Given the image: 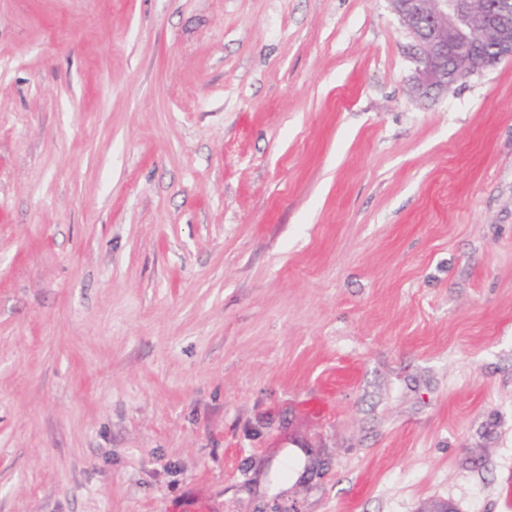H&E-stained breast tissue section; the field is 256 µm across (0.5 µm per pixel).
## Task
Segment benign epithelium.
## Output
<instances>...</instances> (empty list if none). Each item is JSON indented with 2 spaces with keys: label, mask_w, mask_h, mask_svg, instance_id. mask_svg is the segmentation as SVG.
<instances>
[{
  "label": "benign epithelium",
  "mask_w": 512,
  "mask_h": 512,
  "mask_svg": "<svg viewBox=\"0 0 512 512\" xmlns=\"http://www.w3.org/2000/svg\"><path fill=\"white\" fill-rule=\"evenodd\" d=\"M411 38L412 88L449 91L512 57V0H388Z\"/></svg>",
  "instance_id": "1"
}]
</instances>
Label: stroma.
<instances>
[{"label": "stroma", "mask_w": 512, "mask_h": 512, "mask_svg": "<svg viewBox=\"0 0 512 512\" xmlns=\"http://www.w3.org/2000/svg\"><path fill=\"white\" fill-rule=\"evenodd\" d=\"M388 0H0V512H512V58ZM411 38L412 88L450 91L512 57L511 0H388Z\"/></svg>", "instance_id": "1"}]
</instances>
